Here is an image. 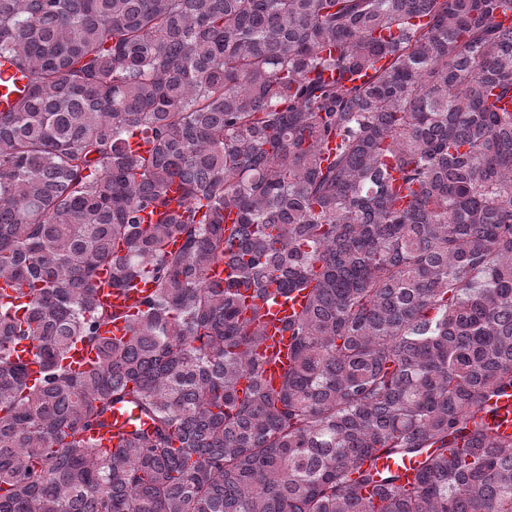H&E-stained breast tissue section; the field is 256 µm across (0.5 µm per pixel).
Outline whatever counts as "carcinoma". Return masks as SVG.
I'll return each instance as SVG.
<instances>
[{"instance_id": "carcinoma-1", "label": "carcinoma", "mask_w": 512, "mask_h": 512, "mask_svg": "<svg viewBox=\"0 0 512 512\" xmlns=\"http://www.w3.org/2000/svg\"><path fill=\"white\" fill-rule=\"evenodd\" d=\"M509 12L0 0L33 76L0 112V280L26 299L0 300V512H512V437L479 417L512 390ZM104 266L153 283L136 315L99 302ZM242 284L310 289L277 390ZM77 342L98 360L73 372ZM117 403L150 426L102 448ZM373 467L379 471L391 470L402 475L403 480L413 482L417 469L419 468L415 459L404 458L403 460H394L392 458H380L377 460H365L362 468Z\"/></svg>"}]
</instances>
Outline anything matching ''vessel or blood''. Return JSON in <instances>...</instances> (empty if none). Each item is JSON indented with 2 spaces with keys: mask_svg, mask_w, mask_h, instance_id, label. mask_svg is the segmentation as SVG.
<instances>
[{
  "mask_svg": "<svg viewBox=\"0 0 512 512\" xmlns=\"http://www.w3.org/2000/svg\"><path fill=\"white\" fill-rule=\"evenodd\" d=\"M29 84L28 74L19 72L8 59L0 57V112L10 111L16 102L22 98ZM151 283H139L136 291L128 294L112 293L105 300L114 308L136 311L142 293L150 292ZM253 290H245L244 297L247 305H260L262 313L263 340L260 350L269 361L263 366V380L268 389H278L281 375L288 364V354L292 341L291 326L307 304L308 293L296 290L288 295L272 294L262 302H255ZM113 431H128L143 425L144 420L137 410L115 405L112 409ZM492 424L499 431L512 436V393L499 398L492 407L489 416ZM373 468L380 471L391 470L401 474L403 480L413 481L418 464L415 460L406 458L394 460L380 458L374 460Z\"/></svg>",
  "mask_w": 512,
  "mask_h": 512,
  "instance_id": "vessel-or-blood-1",
  "label": "vessel or blood"
}]
</instances>
